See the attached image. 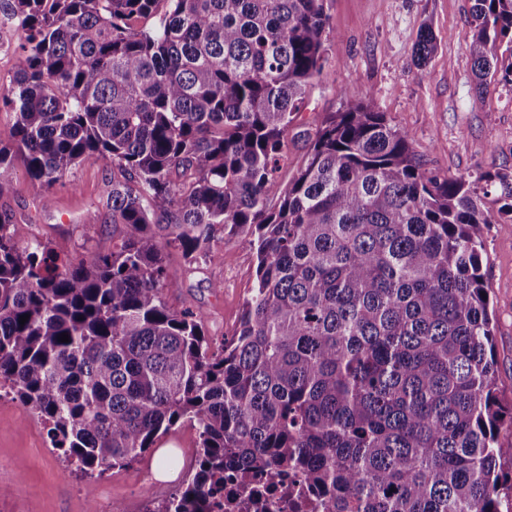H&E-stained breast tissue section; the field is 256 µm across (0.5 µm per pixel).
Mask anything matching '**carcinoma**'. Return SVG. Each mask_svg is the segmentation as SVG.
<instances>
[{
  "mask_svg": "<svg viewBox=\"0 0 512 512\" xmlns=\"http://www.w3.org/2000/svg\"><path fill=\"white\" fill-rule=\"evenodd\" d=\"M471 2L476 88L512 85L490 57L512 45V0ZM10 15L25 64L0 90L15 115L0 185L19 158L48 202L95 158L126 229L75 263L17 248L0 214V385L65 462L124 467L182 421L195 473L146 512H212L224 472L288 470L327 512H512L481 273L495 213L364 101L300 132L280 181L326 61L324 0H11ZM435 50L425 25L417 62ZM219 228L245 235L255 279L216 349L201 312L167 305L162 245L195 263Z\"/></svg>",
  "mask_w": 512,
  "mask_h": 512,
  "instance_id": "cac0c4a2",
  "label": "carcinoma"
}]
</instances>
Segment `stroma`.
I'll use <instances>...</instances> for the list:
<instances>
[{
	"label": "stroma",
	"mask_w": 512,
	"mask_h": 512,
	"mask_svg": "<svg viewBox=\"0 0 512 512\" xmlns=\"http://www.w3.org/2000/svg\"><path fill=\"white\" fill-rule=\"evenodd\" d=\"M333 35L322 75L309 90L294 130L315 128L361 97L392 126L411 133L426 169L471 182L482 208L502 204L500 174L512 172V86L491 83L475 92L465 37L470 0H326ZM437 37L425 66L414 63L423 25ZM112 167L89 158L69 170L43 203L23 163L0 186V212L10 213L17 247L35 239L73 260L111 254L123 237L112 229L105 201ZM210 260L188 264L166 248L164 298L175 311L191 306L203 316L206 335L221 346L236 329L249 296L255 259L248 243L217 235ZM484 286L494 324L497 395L512 406V218L490 225L482 255ZM197 452L196 434L175 426L164 441L130 466L83 478L52 448L37 415L0 392V512H144L181 481L183 464ZM178 458L179 469L156 478L159 456Z\"/></svg>",
	"instance_id": "35a3bbf8"
}]
</instances>
